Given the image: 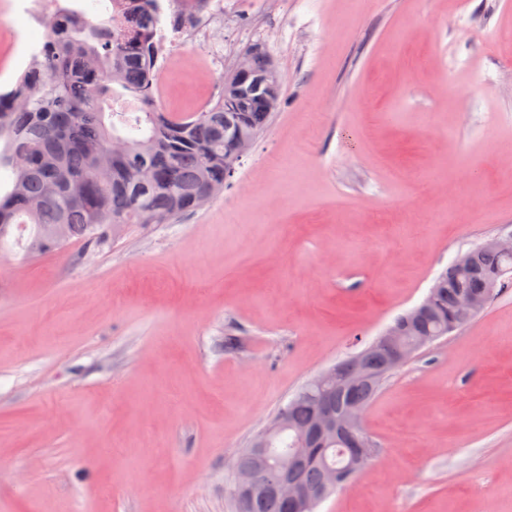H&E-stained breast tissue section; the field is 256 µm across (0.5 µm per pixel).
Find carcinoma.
<instances>
[{
	"instance_id": "cac0c4a2",
	"label": "carcinoma",
	"mask_w": 512,
	"mask_h": 512,
	"mask_svg": "<svg viewBox=\"0 0 512 512\" xmlns=\"http://www.w3.org/2000/svg\"><path fill=\"white\" fill-rule=\"evenodd\" d=\"M157 0H109L113 10L92 20L72 3L62 4L45 19L41 51L33 55L12 88L0 92V245L13 227L30 228L26 243L33 254L50 252L80 239L99 248L130 224H168L208 203L206 190L224 183V117L234 115L242 129L256 137L280 104L275 93L264 107L248 82L224 84L218 99L203 110L175 118L157 99L158 72L165 62L162 12ZM133 98L136 115L112 111L116 102ZM124 150L106 176L96 173L98 160ZM472 263L460 272L449 265L434 281L435 295L417 316L406 312L393 327L409 322L401 341L428 338L431 346L448 335L461 292L484 298L505 285L502 272L512 271V255L480 244L469 250ZM386 347L371 342L364 350L336 363L339 374H352L364 362L379 369ZM385 379L370 377L346 390H318L304 384L279 415L285 428L278 446L288 451L300 433L323 414L350 404L368 406ZM378 452L355 462L341 443L308 447L290 470L292 482L309 494L325 489L326 469H339V486L350 483ZM279 452L263 456L244 449L235 467L255 472L277 468ZM239 512H286L282 501L256 490L238 501Z\"/></svg>"
}]
</instances>
